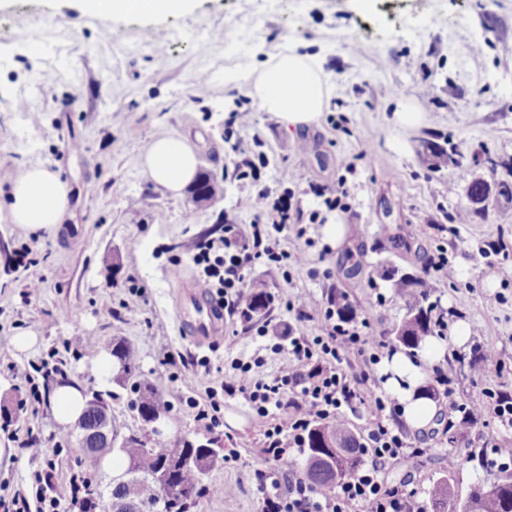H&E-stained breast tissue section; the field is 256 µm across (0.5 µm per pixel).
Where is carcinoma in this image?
<instances>
[{
	"instance_id": "1",
	"label": "carcinoma",
	"mask_w": 512,
	"mask_h": 512,
	"mask_svg": "<svg viewBox=\"0 0 512 512\" xmlns=\"http://www.w3.org/2000/svg\"><path fill=\"white\" fill-rule=\"evenodd\" d=\"M429 165L438 169L454 160L456 149L446 150L436 143H428ZM382 276L392 282L393 288L406 299L407 313L394 329L396 343L412 352L422 348L428 337L434 335L436 321L432 312L434 305L427 303L426 282L418 274L397 275L392 270H384ZM112 356V382L135 395L131 406L139 417L148 420L158 409L164 408L155 386L143 377L137 365L134 350L122 340H112L105 346ZM112 439L121 440L115 459L124 474L134 475L128 480L116 479L112 487V501L117 512H141V507H149V512H190L196 499L211 492L204 483L201 469L213 468L222 457L219 450L203 448L183 440L171 442L157 434L142 441L134 434L124 432L123 424L110 418ZM330 438L339 449L338 457L331 460L325 457L323 441ZM303 454L304 478L318 489H326L350 477L364 463L359 443L344 422L334 424H314L306 434ZM437 480L428 490L432 512H512V472H505L500 481L491 487H478L463 501L455 497L451 484V472ZM100 496L98 492L85 486V493L75 497L74 504L79 512H97Z\"/></svg>"
}]
</instances>
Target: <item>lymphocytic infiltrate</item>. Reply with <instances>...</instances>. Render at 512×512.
Returning a JSON list of instances; mask_svg holds the SVG:
<instances>
[{
    "label": "lymphocytic infiltrate",
    "mask_w": 512,
    "mask_h": 512,
    "mask_svg": "<svg viewBox=\"0 0 512 512\" xmlns=\"http://www.w3.org/2000/svg\"><path fill=\"white\" fill-rule=\"evenodd\" d=\"M239 205L258 220L251 238L243 240L231 233L198 244L194 256L203 267L200 286L221 295L232 315L247 311L242 287L249 266L273 253L263 241L269 229H292L288 256L298 263L305 258L307 233L303 211L293 204L291 195L275 197L257 187ZM334 316V310H326L330 324L324 335L289 337L280 374L271 382L257 379L246 366L234 375L233 384L247 395L258 415L272 420L265 432L268 459L278 463L287 450H299L313 422H335L351 413L363 422L362 452L367 460L353 476L329 490L310 486L293 469L271 482H260V512H424L418 488L389 489L384 484L387 463L406 455L410 444L400 429L386 421L387 398L362 396L356 379L342 369L347 352L368 355L373 363L379 355L368 337L335 324Z\"/></svg>",
    "instance_id": "lymphocytic-infiltrate-1"
}]
</instances>
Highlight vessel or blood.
I'll return each mask as SVG.
<instances>
[{
  "label": "vessel or blood",
  "mask_w": 512,
  "mask_h": 512,
  "mask_svg": "<svg viewBox=\"0 0 512 512\" xmlns=\"http://www.w3.org/2000/svg\"><path fill=\"white\" fill-rule=\"evenodd\" d=\"M176 320L180 329L195 344H207L224 329V309L218 299L194 285L179 279Z\"/></svg>",
  "instance_id": "vessel-or-blood-1"
}]
</instances>
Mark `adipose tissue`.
I'll list each match as a JSON object with an SVG mask.
<instances>
[{"label": "adipose tissue", "mask_w": 512, "mask_h": 512, "mask_svg": "<svg viewBox=\"0 0 512 512\" xmlns=\"http://www.w3.org/2000/svg\"><path fill=\"white\" fill-rule=\"evenodd\" d=\"M188 7V0H84L82 10L99 16L169 15ZM248 78L253 81V97L259 108L277 114L288 126L316 123L330 99V86L318 55L299 52L294 44L284 46L258 73L238 70L227 76L232 83ZM197 165L195 151L179 133L155 139L142 158L147 178L174 194L193 180ZM10 199L12 223L32 231L48 229L63 222L70 208V188L46 167L30 165L14 180ZM382 371L388 376L390 393L403 408L405 423L414 429L427 428L436 408L417 394L420 367L397 353L384 361Z\"/></svg>", "instance_id": "adipose-tissue-1"}]
</instances>
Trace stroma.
<instances>
[{"label":"stroma","mask_w":512,"mask_h":512,"mask_svg":"<svg viewBox=\"0 0 512 512\" xmlns=\"http://www.w3.org/2000/svg\"><path fill=\"white\" fill-rule=\"evenodd\" d=\"M39 28L51 37L32 42ZM106 29L113 42L103 39ZM290 42L319 55L331 87L318 121L293 129L258 108L251 82L224 79L229 70L261 69ZM406 102L422 112L421 125L396 123ZM172 132L186 136L200 170L216 176L214 202L193 203L185 190L172 195L144 174L142 155ZM428 141L452 143L459 161L430 169ZM261 156L262 184L294 193L313 243L299 265L258 259L244 292H269L270 307L225 318L222 336L199 347L178 333L173 274L195 279L190 246L217 221L250 237L255 217L236 200L253 185L237 168ZM511 162L512 0H369L364 9L354 0H193L180 15L118 18L83 14L79 0H0V239L12 253L0 258V397L13 416L0 429V497L35 498V476L48 469L55 491L68 493L84 452L72 424L32 391L59 365L78 375L81 389L114 391L80 346L121 339L167 406L170 437L209 436L186 400L204 403L211 389L220 391L224 426L210 436L225 459L209 471L214 492L194 512H258L257 473L270 468L267 423L227 389L235 362L262 358L266 380L280 371L282 355L257 328L274 318L295 335H322L333 293L350 304L352 328L393 342L406 306L383 270L415 272L440 254L455 279L432 271L426 281L445 323L435 337L446 355L435 364L417 352L412 361L422 363L430 387L435 368L446 370L469 405L512 392V203L493 199L483 215L456 221L472 181L511 182ZM35 164L71 193L65 223L33 232L11 223L8 204L17 172ZM341 179L344 207L309 192ZM331 222L343 224L341 240L325 237ZM302 303L309 315L299 320L294 308ZM462 325L469 336L459 345ZM22 335L32 339L24 350L16 345ZM489 349L496 364L484 359ZM169 352L209 366L184 369L166 362ZM434 401L439 424L409 433L416 450L387 465V485L408 477L428 489L452 453L460 495L493 484L501 469L492 450L512 434L487 412L461 427L443 395ZM31 434L40 453L19 446Z\"/></svg>","instance_id":"stroma-1"}]
</instances>
